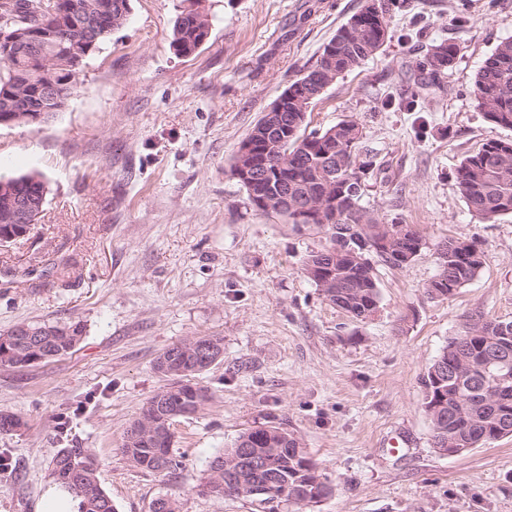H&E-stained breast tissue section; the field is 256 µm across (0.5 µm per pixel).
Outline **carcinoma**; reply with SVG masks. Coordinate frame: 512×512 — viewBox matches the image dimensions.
<instances>
[{"label":"carcinoma","mask_w":512,"mask_h":512,"mask_svg":"<svg viewBox=\"0 0 512 512\" xmlns=\"http://www.w3.org/2000/svg\"><path fill=\"white\" fill-rule=\"evenodd\" d=\"M32 0H0V17L14 15L26 21L23 28L34 34L40 25L48 23L58 32V38L45 44V59L34 61L22 53L0 54V117L15 111L9 95L20 85L35 91L45 84H53L62 95L44 104V120L59 112L64 104L80 69L73 68L77 57L87 51L94 52L111 38L112 32L122 28L131 10L130 0H46V9L37 13L30 8ZM84 7L97 19L95 39L86 45L72 42L66 37V28L71 20L73 8ZM401 4L397 0H378L375 9L361 10L347 23L341 25L329 44L333 53L324 50L307 71L293 79L288 88L293 98L288 101V135L279 139V147L265 157L268 176L261 186L243 184L247 199L251 191L260 188L271 189V182L286 181L289 188L299 195L314 199L326 197L324 215H314L312 223L322 226L328 243H333L332 225L364 224L371 228L398 226V222L384 223L375 218L360 204L362 184L365 177L375 170L373 157L362 154L360 141L362 130L353 120H342L324 130L312 131L305 135L301 128L307 112L321 97L320 90L327 87L345 73L358 67L378 50L385 42L389 21ZM202 15L196 8H185L178 14L172 31L170 48L178 55L194 54L200 48L205 36V27L197 23ZM456 47L447 41L432 45L416 67L423 75L422 85L438 86L445 71L452 64ZM471 95L476 106L485 112L488 121L502 128L512 129V39L500 42L493 53L484 61L475 74ZM288 159V168H278V161ZM20 190L26 191L36 185L46 186L39 173H29L12 178ZM456 183L469 211L483 222H493L499 216L512 214V140L491 138L474 154L467 156L456 171ZM406 233L396 241V252L405 254L418 241L419 233L410 224L403 225ZM366 261L351 268V274L341 280L342 287L326 297L330 303L347 313L360 317L379 307V290L376 282L374 261L400 268L370 248L365 253ZM482 262L470 258L467 253L454 254L447 269L437 272V278L429 281L425 293H438L443 298L473 280L480 273ZM36 331L34 338L39 345L32 346L14 330L0 334V365L24 368L39 352L59 358L80 342V324L60 326L58 324H31ZM168 362L161 369L155 362V369L163 371L168 384L156 392L147 402L142 416L159 419L169 412L163 405L179 404L184 411L194 412L209 400L208 389L191 382V378L206 371L198 358L197 351L183 342L162 353ZM481 375L474 372L471 377L456 379L454 393L448 396L445 406L432 414V438L460 435L476 442L484 439L491 442L504 437L495 434L498 407L485 401L478 390ZM174 431L147 435L134 442L124 437L122 451L127 460L136 468L151 473L176 469L181 461L173 453ZM249 446L258 456L272 460L279 480L269 473H249L240 486H231L224 466L212 460L209 465L208 490L228 496L249 497L263 509V512H277L280 504L296 506L312 505L331 493L327 478L312 469L306 461L307 451L285 428L267 425L241 433L233 447L224 451L230 456L237 448ZM91 460L90 454L82 448H62L53 457L51 475L68 490L81 498L82 512H116L112 499L100 487L96 470L84 477L80 487L73 484L69 473ZM263 487V492L252 493V487Z\"/></svg>","instance_id":"obj_1"}]
</instances>
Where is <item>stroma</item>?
<instances>
[{"instance_id": "35a3bbf8", "label": "stroma", "mask_w": 512, "mask_h": 512, "mask_svg": "<svg viewBox=\"0 0 512 512\" xmlns=\"http://www.w3.org/2000/svg\"><path fill=\"white\" fill-rule=\"evenodd\" d=\"M367 0H196L209 41L169 48L183 0H131L124 27L89 56L64 107L39 124L0 127V176L38 171L46 203L23 239L0 245V333L20 323H78L68 355L0 366V512H38L62 448L94 458L117 512H260L208 492L211 460L249 429L298 438L332 487L278 512H512V436L445 457L432 447L421 379L469 317L512 321V215L482 222L455 173L492 126L474 76L512 39V0H407L375 55L328 87L307 130L344 119L363 129L378 169L363 205L399 219L423 247L400 269L376 263L380 308L368 321L326 301L302 263L326 243L287 218L254 212L231 172L239 145L336 29ZM456 46L438 87L417 58ZM477 244L479 275L445 300L425 285L446 241ZM197 336L224 339L199 376L211 398L174 425L183 465L133 467L121 444L166 380L154 364Z\"/></svg>"}]
</instances>
